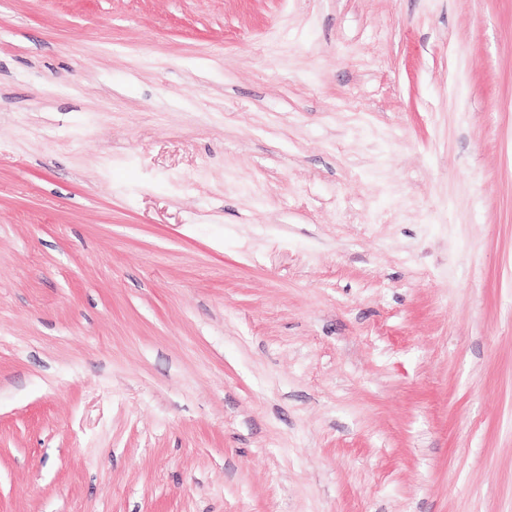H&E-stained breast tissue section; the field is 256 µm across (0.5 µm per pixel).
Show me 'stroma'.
Masks as SVG:
<instances>
[{
	"instance_id": "obj_1",
	"label": "stroma",
	"mask_w": 512,
	"mask_h": 512,
	"mask_svg": "<svg viewBox=\"0 0 512 512\" xmlns=\"http://www.w3.org/2000/svg\"><path fill=\"white\" fill-rule=\"evenodd\" d=\"M0 512H512V0H0Z\"/></svg>"
}]
</instances>
